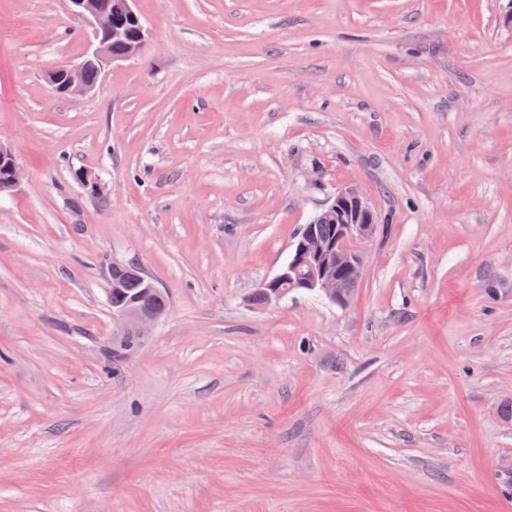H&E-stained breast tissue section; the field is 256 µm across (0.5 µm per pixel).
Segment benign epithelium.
I'll return each instance as SVG.
<instances>
[{
	"label": "benign epithelium",
	"instance_id": "7a95c632",
	"mask_svg": "<svg viewBox=\"0 0 512 512\" xmlns=\"http://www.w3.org/2000/svg\"><path fill=\"white\" fill-rule=\"evenodd\" d=\"M75 13L84 17L92 28V39L82 60L76 65L56 68L62 85L56 90L68 95L89 92L83 82L87 63L101 65L111 62L109 37L126 34L122 24L112 16L99 11L93 0H69ZM126 17L135 30V44L130 55H135L145 40L144 26L135 10L133 0H126ZM19 181L16 155L9 147L0 145V192L13 191ZM330 223L334 232L325 237L316 231V225ZM378 220L369 205L355 192L342 191L333 202L302 231L301 238L288 259V263L262 287L271 289L265 305L281 300L294 289L318 292L330 301L345 305L352 297L362 274V256L359 245L370 240L376 232ZM349 275V284L338 278V271ZM125 325L126 331L144 338L146 330L155 324L164 311L143 309L137 305L113 310Z\"/></svg>",
	"mask_w": 512,
	"mask_h": 512
}]
</instances>
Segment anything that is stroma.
<instances>
[{
	"label": "stroma",
	"instance_id": "1",
	"mask_svg": "<svg viewBox=\"0 0 512 512\" xmlns=\"http://www.w3.org/2000/svg\"><path fill=\"white\" fill-rule=\"evenodd\" d=\"M134 7L63 97L84 21L0 0V512H512V0ZM344 189L351 302L251 304ZM115 261L169 296L118 361ZM19 168L10 147L0 144V192H12L18 185Z\"/></svg>",
	"mask_w": 512,
	"mask_h": 512
}]
</instances>
